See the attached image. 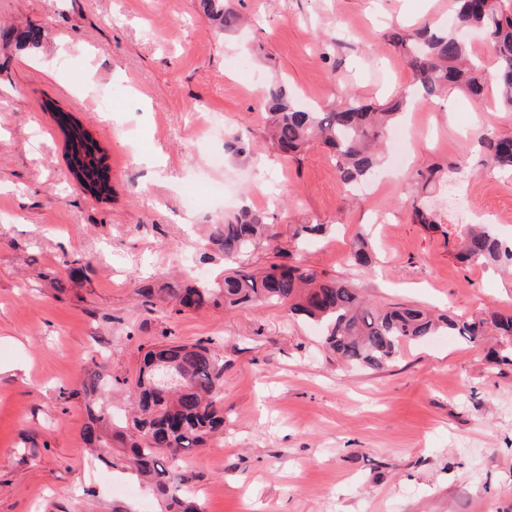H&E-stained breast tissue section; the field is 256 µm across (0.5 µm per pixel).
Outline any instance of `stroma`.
<instances>
[{
  "mask_svg": "<svg viewBox=\"0 0 512 512\" xmlns=\"http://www.w3.org/2000/svg\"><path fill=\"white\" fill-rule=\"evenodd\" d=\"M248 26L225 35L198 0H0V512H159L138 483L80 450L87 416L73 397L108 364L134 381L148 346L211 342L224 358V435L185 452L204 512H512V367L487 343L437 336L381 369L330 358L316 328L284 306L169 313L135 290L187 272L220 281L223 259L200 225L244 207L279 232L254 267L294 262L350 281L375 305L465 317L512 312V274L456 261L457 213L414 223L407 180L458 164L486 131L512 135L495 89L418 105L399 124L406 159L351 197L318 144L285 156L265 139L261 91L283 81L297 102L347 95L379 104L411 71L394 27L449 28V0H229ZM96 81L84 82L86 72ZM123 87L111 110L98 97ZM97 143L112 192L96 198L69 172L56 111ZM243 156L227 152L234 137ZM222 165H214L213 155ZM472 206L512 238V176L483 173ZM213 200L194 210L187 183ZM292 224H323L301 244ZM374 263L349 265L358 233ZM89 261L70 273L67 259Z\"/></svg>",
  "mask_w": 512,
  "mask_h": 512,
  "instance_id": "obj_1",
  "label": "stroma"
}]
</instances>
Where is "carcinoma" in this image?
Masks as SVG:
<instances>
[{
	"instance_id": "carcinoma-1",
	"label": "carcinoma",
	"mask_w": 512,
	"mask_h": 512,
	"mask_svg": "<svg viewBox=\"0 0 512 512\" xmlns=\"http://www.w3.org/2000/svg\"><path fill=\"white\" fill-rule=\"evenodd\" d=\"M456 28L438 30L425 24L411 32L391 29L387 41L405 59L412 84L394 100L372 106L351 96L336 106L308 109L297 105L281 84L263 90L268 108L267 135L278 151L294 155L317 138L333 151L346 184L376 176L380 155L373 146L383 141L387 127L411 105L432 101L449 88L475 97L496 86L499 104L512 109V0H453ZM203 15L220 32L235 30L241 16L226 0H199ZM480 32L494 68L474 54L460 35ZM75 165L90 179L88 191L101 198L111 193L107 168L99 148L66 112L58 113ZM485 172L512 173V136L487 132L479 137ZM411 216L418 224H435L429 201L413 200ZM326 232L324 224H295L296 239ZM278 233L265 214L244 207L212 225L207 243L229 261L243 260ZM456 259L463 264L512 270V241L502 239L489 224H464ZM353 264L371 263L368 243L359 237L350 253ZM143 302L172 306V311L219 308L233 310L264 304L286 305L289 311L323 330V347L346 364L371 369L392 361L404 344L429 340L441 332L474 343L489 329L512 338V314L492 312L480 318L434 316L416 307L375 308L346 280L322 277L299 264H272L261 270L235 269L216 285L169 283L163 288L137 289ZM168 366L181 379L178 389L158 382ZM112 380L102 366L85 373L81 388L88 419L80 441L99 462L119 467L148 484L162 512H203L189 489L192 477L174 466L181 454L197 448L224 430V359L209 343L167 342L148 348L138 376L125 391L131 413L120 420L112 414Z\"/></svg>"
}]
</instances>
